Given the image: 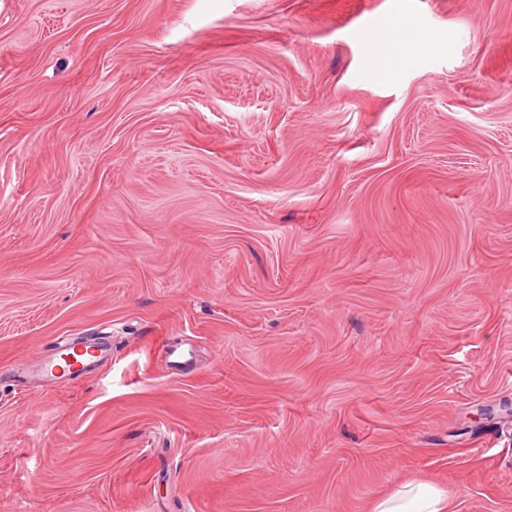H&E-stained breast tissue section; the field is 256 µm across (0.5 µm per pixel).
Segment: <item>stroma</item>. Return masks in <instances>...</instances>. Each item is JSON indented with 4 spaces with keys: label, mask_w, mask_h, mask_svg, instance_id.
<instances>
[{
    "label": "stroma",
    "mask_w": 512,
    "mask_h": 512,
    "mask_svg": "<svg viewBox=\"0 0 512 512\" xmlns=\"http://www.w3.org/2000/svg\"><path fill=\"white\" fill-rule=\"evenodd\" d=\"M418 482L512 512V0H0V512ZM74 343L75 341L70 340L58 343L53 349L54 353L42 360L40 364V372L44 378L53 382H57L63 378V376L57 374L61 368L64 370V368L56 362V359L59 356L69 370L74 366H92L93 368L99 362L103 361L111 350L110 346L105 341L92 339L86 340V344L84 346L79 345L78 351L75 350L76 346L73 348V352L63 354L64 352L72 349ZM66 358H70L71 361L68 362Z\"/></svg>",
    "instance_id": "35a3bbf8"
}]
</instances>
